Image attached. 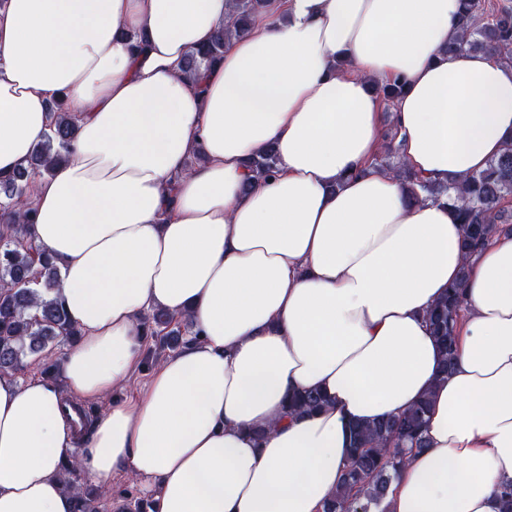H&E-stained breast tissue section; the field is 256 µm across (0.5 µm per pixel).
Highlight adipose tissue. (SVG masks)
<instances>
[{"label":"adipose tissue","instance_id":"obj_1","mask_svg":"<svg viewBox=\"0 0 512 512\" xmlns=\"http://www.w3.org/2000/svg\"><path fill=\"white\" fill-rule=\"evenodd\" d=\"M232 0H0V175L50 132L67 160L35 178L30 233L54 255L80 339L62 384L0 374V512H71L77 457L101 487L157 486L151 512H323L351 426L429 398L426 448L394 476L387 512H499L512 481V234L471 256L447 200H414L372 165L384 101L406 166L444 183L512 142V66L443 54L459 0H269L201 82L188 53ZM278 171L255 178L267 148ZM203 163L188 166L194 152ZM463 282L454 368L425 315ZM196 337L130 402L111 394L145 345L143 315ZM324 408L289 416L299 390ZM70 402L102 409L85 439ZM266 428L263 439L254 429Z\"/></svg>","mask_w":512,"mask_h":512}]
</instances>
